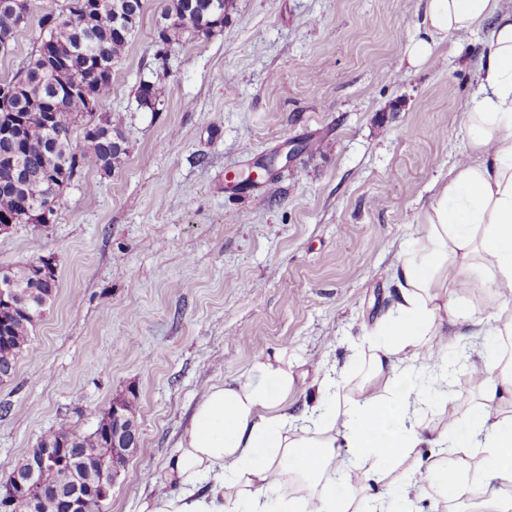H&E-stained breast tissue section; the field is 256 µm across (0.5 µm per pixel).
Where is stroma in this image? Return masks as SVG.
Wrapping results in <instances>:
<instances>
[{"label": "stroma", "mask_w": 512, "mask_h": 512, "mask_svg": "<svg viewBox=\"0 0 512 512\" xmlns=\"http://www.w3.org/2000/svg\"><path fill=\"white\" fill-rule=\"evenodd\" d=\"M162 7L145 0L112 69L104 110L129 138L124 162L84 170L50 223L0 235V267L52 254L59 275L0 382V471L134 390L141 446L103 512H139L205 389L256 353L287 352L303 402L324 368L359 380L396 297L386 270L464 150L489 37L448 36L414 69L421 0H234L222 31L169 47L163 106L148 112L135 91L160 64ZM300 142L288 165L228 188Z\"/></svg>", "instance_id": "stroma-1"}]
</instances>
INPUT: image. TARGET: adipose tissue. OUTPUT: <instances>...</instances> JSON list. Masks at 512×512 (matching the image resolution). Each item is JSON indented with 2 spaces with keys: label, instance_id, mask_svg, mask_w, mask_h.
I'll return each instance as SVG.
<instances>
[{
  "label": "adipose tissue",
  "instance_id": "adipose-tissue-1",
  "mask_svg": "<svg viewBox=\"0 0 512 512\" xmlns=\"http://www.w3.org/2000/svg\"><path fill=\"white\" fill-rule=\"evenodd\" d=\"M423 8L426 27L406 47L409 65L432 63L437 36L486 25L489 48L465 113V149L422 206L420 237L390 272L397 300L370 331L363 379L331 404L341 382L324 373L299 416L292 362L282 352L257 354L242 377L205 390L163 488L140 512H411L430 486L445 502L465 497L478 512H512V7L423 0ZM462 287L486 290L490 311L475 317L456 299ZM475 325L497 345L480 357L469 428L430 425L416 380L427 376L434 392L451 397L448 350L459 327ZM473 457L481 461L475 476ZM401 463L402 494L393 500L382 486Z\"/></svg>",
  "mask_w": 512,
  "mask_h": 512
}]
</instances>
